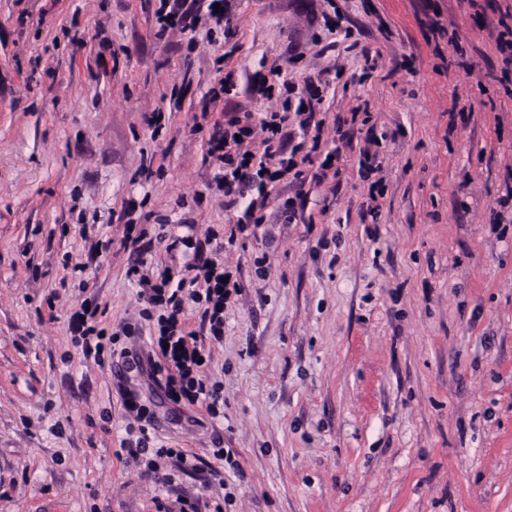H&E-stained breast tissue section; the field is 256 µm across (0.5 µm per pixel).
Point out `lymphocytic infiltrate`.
Listing matches in <instances>:
<instances>
[{
  "label": "lymphocytic infiltrate",
  "mask_w": 512,
  "mask_h": 512,
  "mask_svg": "<svg viewBox=\"0 0 512 512\" xmlns=\"http://www.w3.org/2000/svg\"><path fill=\"white\" fill-rule=\"evenodd\" d=\"M290 118L277 112L257 121L248 113L234 116L223 128L215 129L209 138V155L219 163L214 175L216 185L230 201L246 202L238 224L257 220V203L248 200L249 191L277 181L297 166L295 158L285 152ZM217 266V257L196 256L182 259L177 269L170 265L154 271L131 267L145 304L141 316L157 322L156 331L149 334L148 352L139 354L125 348L105 347L106 331L99 326V307L92 303L81 304L69 328L73 335L79 336L85 352L99 358L132 360L150 379H163L162 389L172 403L199 405L205 407L212 420H223L219 387L207 382L203 363L205 343L223 340L224 309L231 296L239 293L240 285L228 274L218 271ZM189 308L200 312L202 322L207 325L206 339H199L195 332L185 331L180 326L179 317ZM123 406L138 427L135 439L124 440L122 450L134 459L140 454H149L146 470L154 474L156 482H170L171 477L165 472L167 465H175L183 471L194 469V457L184 449L154 446L153 427L144 422L136 395L124 393Z\"/></svg>",
  "instance_id": "1"
}]
</instances>
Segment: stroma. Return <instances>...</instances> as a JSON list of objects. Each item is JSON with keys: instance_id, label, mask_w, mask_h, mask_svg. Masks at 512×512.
<instances>
[{"instance_id": "obj_1", "label": "stroma", "mask_w": 512, "mask_h": 512, "mask_svg": "<svg viewBox=\"0 0 512 512\" xmlns=\"http://www.w3.org/2000/svg\"><path fill=\"white\" fill-rule=\"evenodd\" d=\"M231 4L218 23L185 0L163 32L159 0H0V512H512V79L495 43L512 0ZM275 65L299 89L341 70L313 106L320 138L293 124L287 141L316 164L339 146L341 170L269 184L293 223L236 232L206 142L225 115L281 111L250 89ZM172 234L189 256L223 246L241 285L211 347L220 424L70 336L86 300L106 328L139 322L128 270L170 264ZM123 379L199 457L172 485L115 455Z\"/></svg>"}]
</instances>
